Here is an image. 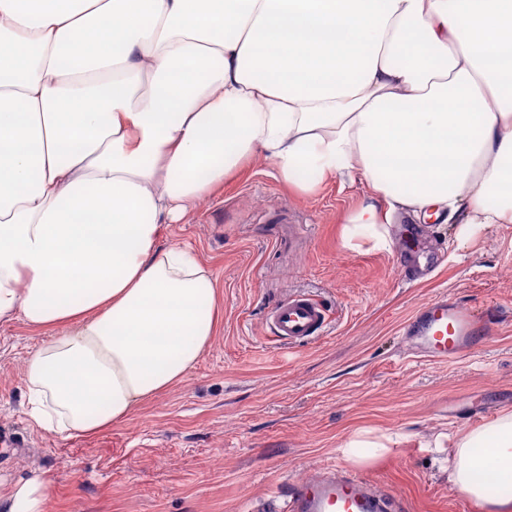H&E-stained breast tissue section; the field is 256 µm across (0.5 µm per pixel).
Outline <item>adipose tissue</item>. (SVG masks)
Segmentation results:
<instances>
[{
    "mask_svg": "<svg viewBox=\"0 0 512 512\" xmlns=\"http://www.w3.org/2000/svg\"><path fill=\"white\" fill-rule=\"evenodd\" d=\"M260 151L308 193L367 182L348 222L378 250L399 210L511 224L512 0H0V323L51 332L38 429L96 435L195 367L213 275L159 229ZM451 448L449 483L503 512L512 412Z\"/></svg>",
    "mask_w": 512,
    "mask_h": 512,
    "instance_id": "obj_1",
    "label": "adipose tissue"
}]
</instances>
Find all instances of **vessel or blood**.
<instances>
[{"mask_svg":"<svg viewBox=\"0 0 512 512\" xmlns=\"http://www.w3.org/2000/svg\"><path fill=\"white\" fill-rule=\"evenodd\" d=\"M327 318L326 306L305 293L288 295L268 313L277 339L291 344L315 338ZM400 333L416 354L433 362H448L486 344L493 328L491 323L479 322L472 310L438 296L419 305L401 323ZM285 497L288 512H403L391 492L341 467L290 483Z\"/></svg>","mask_w":512,"mask_h":512,"instance_id":"b4317fda","label":"vessel or blood"}]
</instances>
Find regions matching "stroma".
Returning a JSON list of instances; mask_svg holds the SVG:
<instances>
[{"label":"stroma","instance_id":"stroma-1","mask_svg":"<svg viewBox=\"0 0 512 512\" xmlns=\"http://www.w3.org/2000/svg\"><path fill=\"white\" fill-rule=\"evenodd\" d=\"M364 182L305 195L256 154L158 244L191 251L213 272L216 334L194 369L124 423L64 438L28 420L24 367L45 338L0 325V494L31 471L51 479L46 512H250L283 508V485L344 464L392 491L405 512H459L448 438L475 431L479 405L512 411V224L418 222L396 214L386 249L347 241ZM441 253L409 281L395 257ZM292 293L320 299L322 332L289 345L267 314ZM493 313L497 334L474 353L434 363L412 354L400 323L433 297ZM351 439L384 444L346 458Z\"/></svg>","mask_w":512,"mask_h":512}]
</instances>
